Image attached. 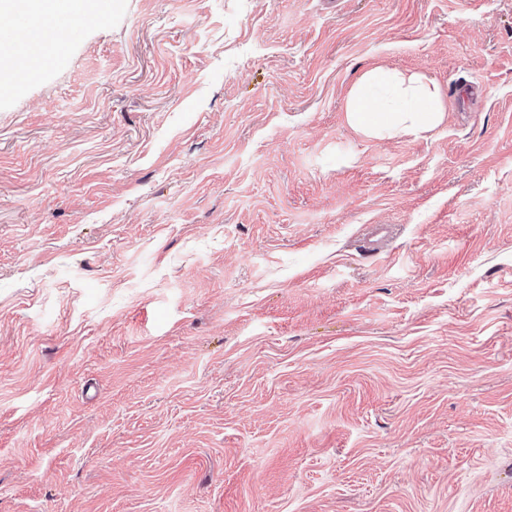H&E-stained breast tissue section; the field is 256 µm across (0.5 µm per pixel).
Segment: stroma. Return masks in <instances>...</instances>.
<instances>
[{
	"mask_svg": "<svg viewBox=\"0 0 512 512\" xmlns=\"http://www.w3.org/2000/svg\"><path fill=\"white\" fill-rule=\"evenodd\" d=\"M114 3L0 95V512H512V0ZM346 121L367 138L420 136L443 122L440 87L421 73L385 66L365 69L346 99Z\"/></svg>",
	"mask_w": 512,
	"mask_h": 512,
	"instance_id": "obj_1",
	"label": "stroma"
}]
</instances>
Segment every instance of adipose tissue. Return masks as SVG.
I'll return each mask as SVG.
<instances>
[{"instance_id": "obj_1", "label": "adipose tissue", "mask_w": 512, "mask_h": 512, "mask_svg": "<svg viewBox=\"0 0 512 512\" xmlns=\"http://www.w3.org/2000/svg\"><path fill=\"white\" fill-rule=\"evenodd\" d=\"M99 0H0V18L48 30L40 48L41 65H48L62 49L55 31L69 11L99 12ZM346 121L365 137L420 136L443 122L446 112L440 87L421 73H405L385 66L365 69L346 99Z\"/></svg>"}]
</instances>
